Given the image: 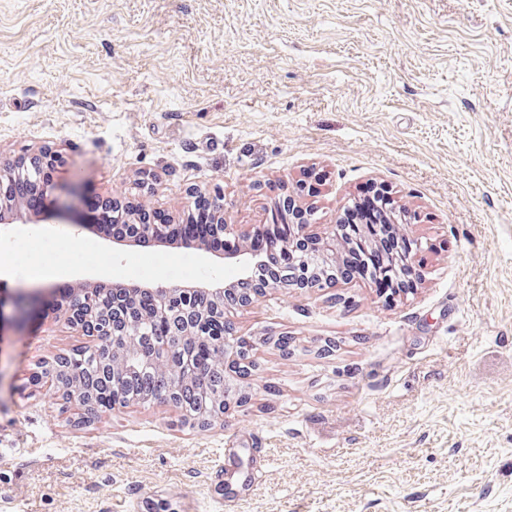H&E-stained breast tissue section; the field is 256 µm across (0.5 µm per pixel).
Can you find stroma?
Instances as JSON below:
<instances>
[{
  "instance_id": "35a3bbf8",
  "label": "stroma",
  "mask_w": 512,
  "mask_h": 512,
  "mask_svg": "<svg viewBox=\"0 0 512 512\" xmlns=\"http://www.w3.org/2000/svg\"><path fill=\"white\" fill-rule=\"evenodd\" d=\"M42 148L58 202L0 249L223 278L199 251L113 250L86 199L179 220L218 192L244 234L297 195L320 237L375 183L420 214L398 231L423 277L266 289L229 317L255 371L193 427L160 401L78 417L32 378L82 337L6 330L0 512H512V0H0V166ZM91 269L71 248L0 282L48 301Z\"/></svg>"
}]
</instances>
